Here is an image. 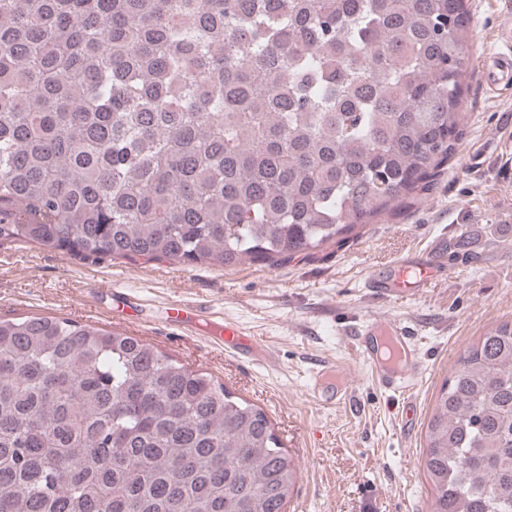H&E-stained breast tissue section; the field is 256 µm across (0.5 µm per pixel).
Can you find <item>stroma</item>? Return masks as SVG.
<instances>
[{"mask_svg": "<svg viewBox=\"0 0 512 512\" xmlns=\"http://www.w3.org/2000/svg\"><path fill=\"white\" fill-rule=\"evenodd\" d=\"M466 5L465 135L411 206L341 248L274 268L96 260L2 242L0 318H67L138 337L260 406L298 464L287 512H429L423 457L438 391L468 344L512 320V92L491 94L480 65L508 49L501 34L512 24V0ZM441 242L450 246L452 270L420 294L397 298L368 288L398 258ZM179 301L207 308L193 330L166 321ZM371 319L400 323L425 366L406 430L396 400L355 350ZM228 322L257 338L262 358L225 351L218 328ZM331 366L341 376L313 387V372Z\"/></svg>", "mask_w": 512, "mask_h": 512, "instance_id": "obj_1", "label": "stroma"}]
</instances>
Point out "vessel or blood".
I'll list each match as a JSON object with an SVG mask.
<instances>
[{
	"instance_id": "b4317fda",
	"label": "vessel or blood",
	"mask_w": 512,
	"mask_h": 512,
	"mask_svg": "<svg viewBox=\"0 0 512 512\" xmlns=\"http://www.w3.org/2000/svg\"><path fill=\"white\" fill-rule=\"evenodd\" d=\"M483 69L486 82L491 86L512 88V50L485 57ZM448 248L439 245L426 255L403 261L392 266L385 275H378L369 282L379 292L396 296H413L431 285L439 274L449 270ZM205 314V308L197 302L177 304L169 309L168 321L174 325L193 326ZM224 344L234 353H261L258 341L233 324L224 327ZM403 360L400 367H389L379 352L373 351L366 334L359 335L356 351L369 365L378 382L389 391L406 393L422 378L424 369L412 343L402 342Z\"/></svg>"
}]
</instances>
